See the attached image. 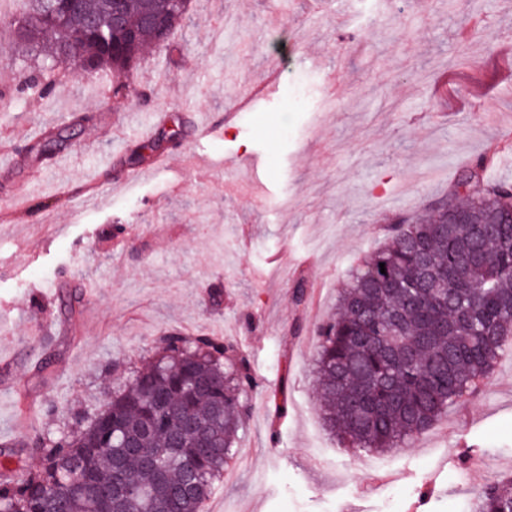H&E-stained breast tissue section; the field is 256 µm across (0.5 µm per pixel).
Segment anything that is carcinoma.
Masks as SVG:
<instances>
[{"instance_id":"cac0c4a2","label":"carcinoma","mask_w":512,"mask_h":512,"mask_svg":"<svg viewBox=\"0 0 512 512\" xmlns=\"http://www.w3.org/2000/svg\"><path fill=\"white\" fill-rule=\"evenodd\" d=\"M24 37L42 44V73L27 84L44 99L56 71L129 72L145 45L164 44L187 11L162 0H127L125 32L98 37L112 0H80L62 18L29 0ZM163 11L164 29L145 21ZM70 125L30 147L55 154ZM385 267L386 273L380 272ZM512 339V183L456 182L432 214L403 217L385 246L344 284L336 312L319 328L316 393L328 430L347 448H399L464 402ZM165 355L137 371L86 426L37 434L34 469L0 483L11 512H200L248 413L258 382L249 365L225 358L215 338L163 336ZM469 512H512V475L483 485Z\"/></svg>"}]
</instances>
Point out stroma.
I'll return each mask as SVG.
<instances>
[{
  "mask_svg": "<svg viewBox=\"0 0 512 512\" xmlns=\"http://www.w3.org/2000/svg\"><path fill=\"white\" fill-rule=\"evenodd\" d=\"M191 0L170 45L112 81L72 68L41 100L42 55L13 0L0 23V444L85 422L160 337H222L260 386L201 512H466L512 474V351L404 447L349 450L323 427L318 328L358 258L434 207L462 167L512 181V0ZM268 96L243 90L270 69ZM228 129L198 140L199 123ZM82 117L76 145L25 158ZM165 164L129 163L144 138ZM294 259L289 270L276 257ZM305 298L295 302L296 290ZM31 431L19 425L21 412Z\"/></svg>",
  "mask_w": 512,
  "mask_h": 512,
  "instance_id": "35a3bbf8",
  "label": "stroma"
}]
</instances>
